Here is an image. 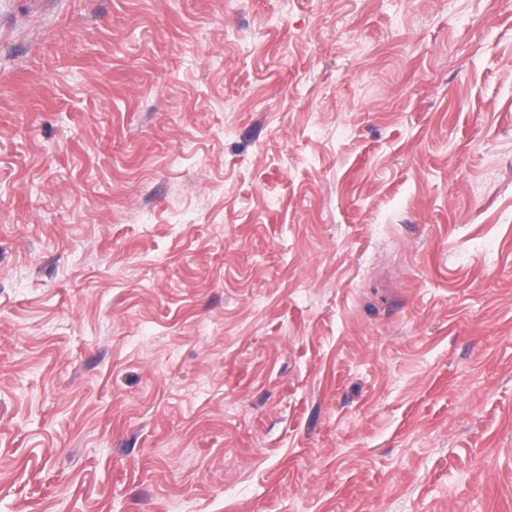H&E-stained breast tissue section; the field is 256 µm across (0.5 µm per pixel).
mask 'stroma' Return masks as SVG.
<instances>
[{
    "mask_svg": "<svg viewBox=\"0 0 512 512\" xmlns=\"http://www.w3.org/2000/svg\"><path fill=\"white\" fill-rule=\"evenodd\" d=\"M0 512H512V0H0Z\"/></svg>",
    "mask_w": 512,
    "mask_h": 512,
    "instance_id": "stroma-1",
    "label": "stroma"
}]
</instances>
